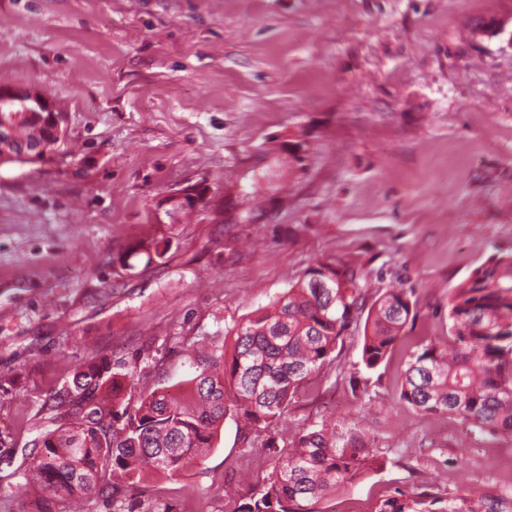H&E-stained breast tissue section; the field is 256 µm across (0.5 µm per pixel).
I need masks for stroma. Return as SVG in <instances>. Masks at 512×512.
Segmentation results:
<instances>
[{
	"label": "stroma",
	"instance_id": "35a3bbf8",
	"mask_svg": "<svg viewBox=\"0 0 512 512\" xmlns=\"http://www.w3.org/2000/svg\"><path fill=\"white\" fill-rule=\"evenodd\" d=\"M1 85L44 90L65 137L55 161L0 166V512H39L26 460L78 366H132L133 404L181 389L199 343L232 342L324 259L360 271L366 302L414 289L418 313L372 373L352 321L277 424L357 429L383 463L319 512L420 484L512 497V437L396 390L447 335L453 289L512 251V0H0ZM187 186L200 202L173 208ZM162 238L163 263L121 265ZM267 437L226 418L202 464L105 478L79 512H236Z\"/></svg>",
	"mask_w": 512,
	"mask_h": 512
}]
</instances>
